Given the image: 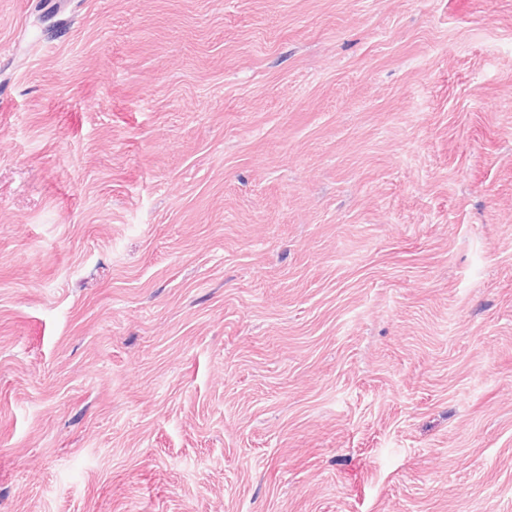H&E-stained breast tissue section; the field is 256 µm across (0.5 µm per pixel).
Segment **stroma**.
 Masks as SVG:
<instances>
[{"label": "stroma", "instance_id": "1", "mask_svg": "<svg viewBox=\"0 0 512 512\" xmlns=\"http://www.w3.org/2000/svg\"><path fill=\"white\" fill-rule=\"evenodd\" d=\"M0 512H512V0H0Z\"/></svg>", "mask_w": 512, "mask_h": 512}]
</instances>
